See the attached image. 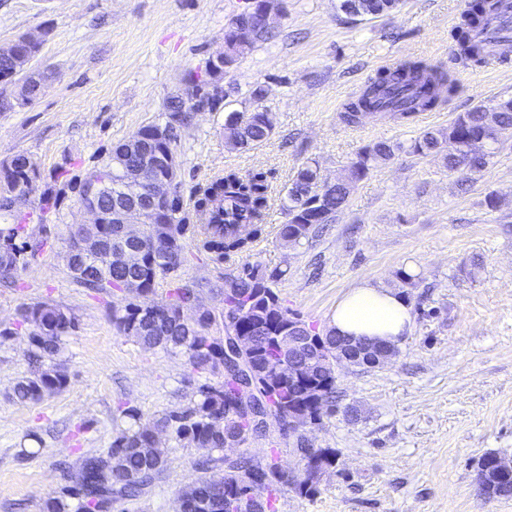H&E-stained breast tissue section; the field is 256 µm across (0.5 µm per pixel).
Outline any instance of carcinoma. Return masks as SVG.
I'll return each mask as SVG.
<instances>
[{
	"instance_id": "1",
	"label": "carcinoma",
	"mask_w": 512,
	"mask_h": 512,
	"mask_svg": "<svg viewBox=\"0 0 512 512\" xmlns=\"http://www.w3.org/2000/svg\"><path fill=\"white\" fill-rule=\"evenodd\" d=\"M356 2L367 17L389 14L399 4V0H341L340 9L348 14ZM492 9L491 0H474L458 32L461 58L474 66L488 59L483 45L474 40L473 32ZM234 25L236 32L224 47V66L229 69L244 51L255 48L269 35V29L249 23L242 14L234 19ZM43 44L42 40L32 42L20 37L14 54L0 57V72L12 71L31 61ZM51 78L49 73L25 87L20 92L19 105L27 106L38 99ZM455 92V80L445 68L421 59L402 60L370 79L339 118L347 126H358L374 114L408 123L421 112L440 108ZM267 96L268 89L257 84L249 90L253 108L247 120H240L237 110L225 116L224 138L232 147L249 149L270 139L274 127L270 113L263 106ZM191 109L190 102L177 95L171 97L165 108L164 124H148L132 134L140 143L136 151H128L123 141L113 146L109 161L96 169L111 180L109 190L91 199L83 192L82 183L66 180L59 189L48 187L41 192L36 215L15 209L12 204L15 196L35 189L40 178L37 163L26 154L1 160L0 215L12 217L7 238L15 241L16 250L0 251V280L8 285L16 283L30 259L44 250L48 238L31 235L27 224L34 216L38 223H46L49 215L58 210L65 190L77 192L80 203L94 204L107 214L119 206L126 208L131 204L124 191L121 168L150 166L156 175H165L162 157L176 150L177 129L183 125L182 111ZM511 128L512 99L501 100L492 107L480 104L457 115L446 128L421 132L411 142L409 150L416 154L444 153L450 171L459 170L460 163L467 160L469 173H479L495 154L498 133ZM400 149L402 146L385 141L362 147L348 175L326 188L322 187L316 166L306 163L298 168L288 189V221L280 229V245L294 248L312 238L316 229L329 223L341 209L356 183L369 174L372 163L388 159ZM269 200V184L263 173L227 170L224 175L194 188L190 196L192 207H184L181 196H176L170 223L145 225L147 237L157 238L160 247L146 253L137 265L99 269L83 259L76 235H71L67 267L72 278L85 288L120 293L124 286L135 284L149 296L155 294L156 286L169 281L165 300L155 303L157 311L145 308L138 301H129L113 310L112 324L118 333L134 338L145 348H161L183 355L193 372L208 374L210 378L196 387L194 398L186 407L168 410L151 421H143V414L133 406L122 409L130 426L113 437L105 452L87 457L82 463L80 481L63 496L47 499L43 512H102L104 503L116 506L140 498L167 465L163 452L152 447L151 434L156 429L166 432L182 447L207 448L219 454L224 452L226 435L238 439L243 446L264 435L261 426L237 406L238 389L224 378V338L212 333L219 316L238 326L242 335L251 339L257 382L264 391L271 414L285 422L291 417L302 428L295 439V451L303 462V470L296 481L290 483L284 479L275 449H270L260 460L244 449L236 459L226 463L221 484L216 485L204 476L180 491L178 500L183 506L182 512H275V502L288 489L301 496L318 492V473L336 466L337 454L333 448L311 452L305 429L336 415L338 410L333 364L335 331L330 328L319 331L284 305L273 288L282 272L275 269L268 272L250 264L234 275L224 289L220 315L205 307L199 308L192 317L184 315V310L192 308V301L202 299L200 289L178 279L186 236H191L197 250L222 263L230 254L250 250L262 233ZM96 229L103 244L109 243L114 249L122 246L120 225L99 224ZM18 324L30 328L29 360L33 369L15 384L14 398L22 404H35L66 388L68 375L60 360L62 340L76 328L77 321L70 311L59 305L37 302L18 309ZM290 332L312 336L322 347L312 375L315 386L307 394L304 387L288 383V379L280 377L269 366L278 355V338ZM252 479L264 483L263 498L256 500L246 494L247 482ZM487 480L488 490L494 496H512V479L500 480L489 473Z\"/></svg>"
}]
</instances>
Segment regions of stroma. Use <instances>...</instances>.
<instances>
[{"instance_id": "35a3bbf8", "label": "stroma", "mask_w": 512, "mask_h": 512, "mask_svg": "<svg viewBox=\"0 0 512 512\" xmlns=\"http://www.w3.org/2000/svg\"><path fill=\"white\" fill-rule=\"evenodd\" d=\"M272 36L239 58L224 78L228 107L244 110L248 90L269 87L265 106L274 131L249 150L224 140V112L194 115L179 130L182 197L224 170L261 172L271 201L263 234L250 251L215 263L186 247L182 281L223 307L224 276L250 263L280 270L275 288L291 311L328 328L349 288L374 282L401 291L412 327L382 368L343 370L339 404L358 406L311 428L313 447L333 448L336 467L318 479L315 496L283 492L276 512H512V497H483L477 463L488 452L512 459V130L502 133L482 172L448 171L438 155L403 151L374 164L320 236L296 249L280 246L286 191L305 162L322 180L349 170L362 147L410 143L445 128L462 112L512 98V61L474 67L457 58L455 33L469 0H402L392 13L352 20L340 0H280ZM251 0H0V48L23 34L43 38L36 68L55 77L32 104L20 88L0 83V161L30 155L38 189L59 172L82 178L114 145L140 127L165 122V105L189 73L224 48V31ZM422 59L447 68L457 85L449 102L409 124L386 118L358 127L339 112L378 68ZM496 193L497 209L486 197ZM90 217L66 194L46 229L50 245L31 260L17 286H0V512H42L62 496L85 457L106 451L126 419L188 405L201 375L186 359L147 349L119 334L112 311L121 295L78 285L67 268V239ZM476 276H466L472 262ZM416 275L401 283L400 270ZM50 301L68 308L77 326L64 337L67 387L36 404L12 388L31 366L22 304ZM167 467L124 512H175L179 491L193 483L204 448L163 441Z\"/></svg>"}]
</instances>
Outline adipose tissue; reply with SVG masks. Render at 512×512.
<instances>
[{
	"label": "adipose tissue",
	"instance_id": "1",
	"mask_svg": "<svg viewBox=\"0 0 512 512\" xmlns=\"http://www.w3.org/2000/svg\"><path fill=\"white\" fill-rule=\"evenodd\" d=\"M410 308L401 292L368 282L337 302L330 327L337 335L398 345L411 327Z\"/></svg>",
	"mask_w": 512,
	"mask_h": 512
}]
</instances>
